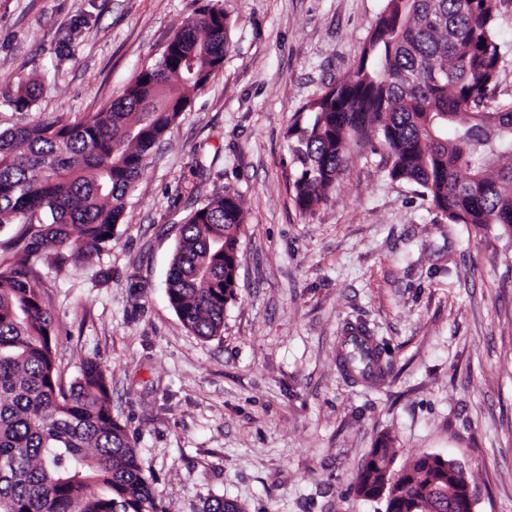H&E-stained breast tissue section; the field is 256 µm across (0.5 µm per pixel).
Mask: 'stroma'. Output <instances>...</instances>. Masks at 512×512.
I'll list each match as a JSON object with an SVG mask.
<instances>
[{"label": "stroma", "instance_id": "1", "mask_svg": "<svg viewBox=\"0 0 512 512\" xmlns=\"http://www.w3.org/2000/svg\"><path fill=\"white\" fill-rule=\"evenodd\" d=\"M231 18L222 68L153 150L91 262L42 261L64 383L83 361L112 379L168 512L224 497L245 512H384L358 496L370 448L396 466L461 462L475 512H512V234L451 224L383 151L352 146L310 211L294 200L287 131L351 74L387 0H0V129L97 112L207 5ZM488 106L512 99V0ZM37 84L29 111L11 100ZM234 190L245 233L221 337L188 331L165 288L179 227ZM362 326L390 366L350 381L340 338Z\"/></svg>", "mask_w": 512, "mask_h": 512}]
</instances>
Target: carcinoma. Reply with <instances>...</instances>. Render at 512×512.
Returning a JSON list of instances; mask_svg holds the SVG:
<instances>
[{
    "label": "carcinoma",
    "instance_id": "1",
    "mask_svg": "<svg viewBox=\"0 0 512 512\" xmlns=\"http://www.w3.org/2000/svg\"><path fill=\"white\" fill-rule=\"evenodd\" d=\"M499 0H388L354 73L328 85L288 128L293 193L304 212L325 198L352 138L383 149L393 180L430 195L451 224H497L512 234V101L486 109L501 60ZM230 16L209 6L122 95L77 124L44 120L0 130V512H167L126 427L112 417V380L92 360L63 385L53 318L34 261H85L112 244L129 190L156 142L224 63ZM37 86L18 88L26 112ZM236 193L203 203L181 224L167 297L202 339L223 332L240 256ZM350 379H381V351L350 336ZM359 494L386 492V512H451L448 468L431 454L400 475L385 440L368 453ZM203 512H245L213 498Z\"/></svg>",
    "mask_w": 512,
    "mask_h": 512
}]
</instances>
